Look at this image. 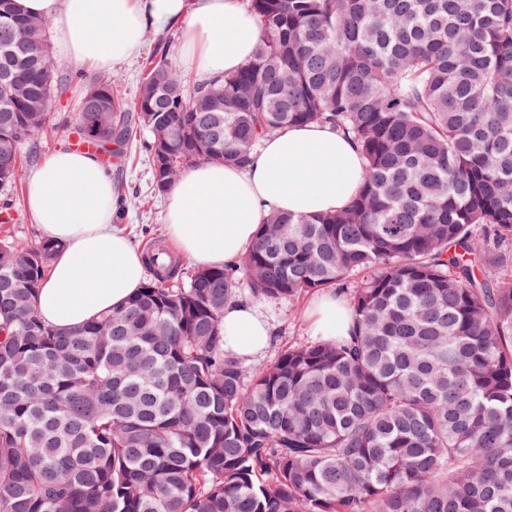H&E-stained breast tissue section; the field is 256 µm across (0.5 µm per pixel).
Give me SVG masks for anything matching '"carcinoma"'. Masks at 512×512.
Instances as JSON below:
<instances>
[{
  "label": "carcinoma",
  "instance_id": "obj_1",
  "mask_svg": "<svg viewBox=\"0 0 512 512\" xmlns=\"http://www.w3.org/2000/svg\"><path fill=\"white\" fill-rule=\"evenodd\" d=\"M253 58L194 87L159 39L134 112L85 87L84 143L138 146L152 187L250 164L311 123L350 137L361 190L272 211L238 263L152 278L66 330L37 314L57 245L0 242V512H512V0H247ZM49 20L0 0V187L79 74ZM477 257L491 277L476 276ZM326 291L343 336L248 365L224 306Z\"/></svg>",
  "mask_w": 512,
  "mask_h": 512
}]
</instances>
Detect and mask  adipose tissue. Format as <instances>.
Returning <instances> with one entry per match:
<instances>
[{
	"instance_id": "adipose-tissue-1",
	"label": "adipose tissue",
	"mask_w": 512,
	"mask_h": 512,
	"mask_svg": "<svg viewBox=\"0 0 512 512\" xmlns=\"http://www.w3.org/2000/svg\"><path fill=\"white\" fill-rule=\"evenodd\" d=\"M24 15L56 20L55 41L74 68L106 71L138 56L148 32H184L188 67L211 78L247 63L261 35L246 0H13ZM364 161L352 140L327 126H293L269 135L244 168L190 167L172 187L167 236L181 256L217 267L238 260L273 210L295 214L345 208L363 184ZM28 211L46 239L59 243L37 289L40 317L58 328L86 324L120 308L142 287L145 260L114 225L112 175L91 153L60 151L26 187ZM225 346L249 359L271 328L253 303L224 309Z\"/></svg>"
}]
</instances>
